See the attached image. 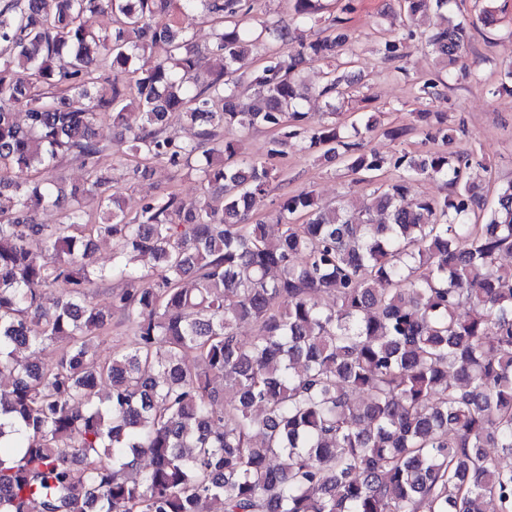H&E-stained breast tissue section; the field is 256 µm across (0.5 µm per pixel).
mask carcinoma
Returning <instances> with one entry per match:
<instances>
[{
    "mask_svg": "<svg viewBox=\"0 0 512 512\" xmlns=\"http://www.w3.org/2000/svg\"><path fill=\"white\" fill-rule=\"evenodd\" d=\"M53 2L0 0V512H486L489 501L512 512V268L499 263L512 255V183L474 224L485 198L470 169L482 161L387 156L357 129L308 122L303 62L327 65L326 114L353 97L339 72L355 63L353 0L331 18L320 0H289L295 28L258 31L253 0ZM402 3L383 59L415 38L466 70L467 19L416 28L452 0ZM199 7L223 23L204 52L182 21ZM105 12L109 34L96 28ZM322 20L332 34L288 54L295 31ZM265 39L280 50L238 76ZM445 87L427 80L418 99L431 107ZM171 112L199 127L196 141L167 133ZM415 118L426 138L450 141L444 113ZM102 120L121 135L119 157L139 159L135 178L157 162L195 173L198 205L170 192L128 217L97 168ZM226 126L276 137L250 159L220 137ZM298 142L374 189L334 205L286 195L273 234L251 214ZM69 155L99 200L95 224L80 192L47 176ZM391 168L399 179L381 181ZM422 179L446 193L404 202ZM43 206L61 223L36 222ZM97 237L112 241L108 269L93 259ZM111 279L123 288L93 305L91 289ZM42 288L61 290L53 306ZM116 314L134 342L101 356L98 332ZM242 323L254 327L248 345ZM47 342L64 344L57 359L33 361ZM278 456L287 466H271Z\"/></svg>",
    "mask_w": 512,
    "mask_h": 512,
    "instance_id": "obj_1",
    "label": "carcinoma"
}]
</instances>
